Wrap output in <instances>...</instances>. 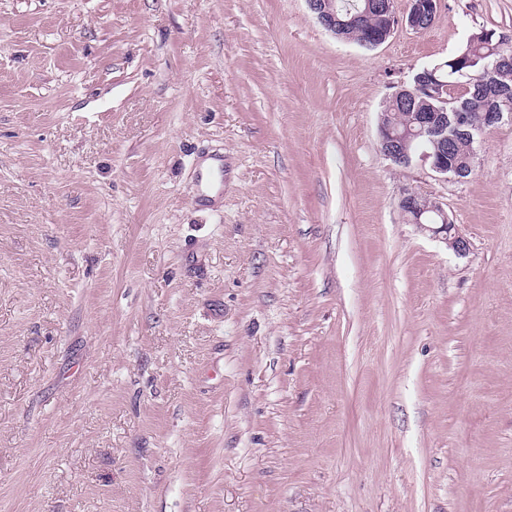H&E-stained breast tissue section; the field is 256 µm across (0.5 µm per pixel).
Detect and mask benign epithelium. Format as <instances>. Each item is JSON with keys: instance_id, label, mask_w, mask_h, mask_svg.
Returning <instances> with one entry per match:
<instances>
[{"instance_id": "benign-epithelium-1", "label": "benign epithelium", "mask_w": 512, "mask_h": 512, "mask_svg": "<svg viewBox=\"0 0 512 512\" xmlns=\"http://www.w3.org/2000/svg\"><path fill=\"white\" fill-rule=\"evenodd\" d=\"M306 2L309 9L317 14L322 25L331 33H336V26L341 24V20L336 17V10L328 5L329 0ZM367 4V11L354 15L351 22L364 25V19L370 11L382 16L385 22L381 27L364 30V42L377 47L386 42L399 22L402 21L417 30L423 21L435 18L439 0H410L409 11L402 18L396 14L394 0H367ZM443 68L444 65L437 63L424 67L422 78L414 80L410 86H398L392 96L400 98L405 104L418 98L448 102V85L438 76ZM498 70L497 62L491 66L485 64L475 79L491 89L496 84ZM506 117L512 120V105L505 101L500 106L495 105L480 113L479 121L476 122L467 103L460 100L448 111L444 109L440 112L413 113L411 125L405 131L390 124L383 115L380 117V149L396 164L406 166L417 156L428 162L436 174L460 179L473 167L477 139ZM460 135L466 137L469 151L463 160L458 161L453 158V145ZM400 207L409 223L441 237L446 246L457 253L466 251V239L441 203L415 191L406 190L403 192Z\"/></svg>"}]
</instances>
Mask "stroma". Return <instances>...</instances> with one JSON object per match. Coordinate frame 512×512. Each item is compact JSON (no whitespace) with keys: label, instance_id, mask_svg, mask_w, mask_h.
Listing matches in <instances>:
<instances>
[{"label":"stroma","instance_id":"35a3bbf8","mask_svg":"<svg viewBox=\"0 0 512 512\" xmlns=\"http://www.w3.org/2000/svg\"><path fill=\"white\" fill-rule=\"evenodd\" d=\"M484 28L512 0L376 48L306 0H0V512H512V122L461 180L379 147ZM400 207L409 223L416 224L421 230L431 232L435 237L441 235L446 246L457 253L466 251V239L441 203L415 191L405 190Z\"/></svg>","mask_w":512,"mask_h":512}]
</instances>
